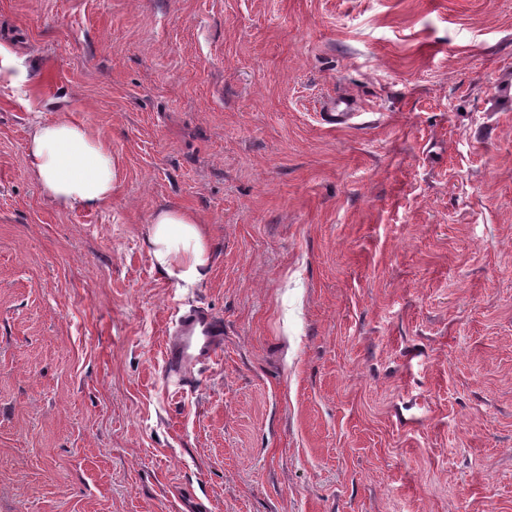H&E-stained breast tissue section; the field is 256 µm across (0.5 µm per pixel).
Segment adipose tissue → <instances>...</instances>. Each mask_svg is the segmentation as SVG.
Wrapping results in <instances>:
<instances>
[{"mask_svg": "<svg viewBox=\"0 0 512 512\" xmlns=\"http://www.w3.org/2000/svg\"><path fill=\"white\" fill-rule=\"evenodd\" d=\"M27 165L57 207L97 208L112 199L117 173L110 147L69 114L32 124ZM145 244L154 266L168 280L191 287L211 273L213 251L202 224L189 211L174 206L157 209Z\"/></svg>", "mask_w": 512, "mask_h": 512, "instance_id": "obj_1", "label": "adipose tissue"}]
</instances>
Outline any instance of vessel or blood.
Wrapping results in <instances>:
<instances>
[{"label":"vessel or blood","mask_w":512,"mask_h":512,"mask_svg":"<svg viewBox=\"0 0 512 512\" xmlns=\"http://www.w3.org/2000/svg\"><path fill=\"white\" fill-rule=\"evenodd\" d=\"M224 351V322L208 309L184 311L168 333L164 360L170 373L187 376L195 368L217 360Z\"/></svg>","instance_id":"b4317fda"}]
</instances>
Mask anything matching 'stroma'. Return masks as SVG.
I'll use <instances>...</instances> for the list:
<instances>
[{"mask_svg":"<svg viewBox=\"0 0 512 512\" xmlns=\"http://www.w3.org/2000/svg\"><path fill=\"white\" fill-rule=\"evenodd\" d=\"M0 46V512H512V0H0ZM64 112L99 208L27 170ZM191 306L224 357L181 386ZM27 165L46 198L59 208H97L112 199L117 176L112 150L69 114L32 124ZM146 248L158 272L186 287L205 281L214 262L203 225L179 207L157 209L147 229ZM224 351V321L204 307L184 311L167 334L164 360L185 382L192 370L217 360Z\"/></svg>","mask_w":512,"mask_h":512,"instance_id":"obj_1","label":"stroma"}]
</instances>
